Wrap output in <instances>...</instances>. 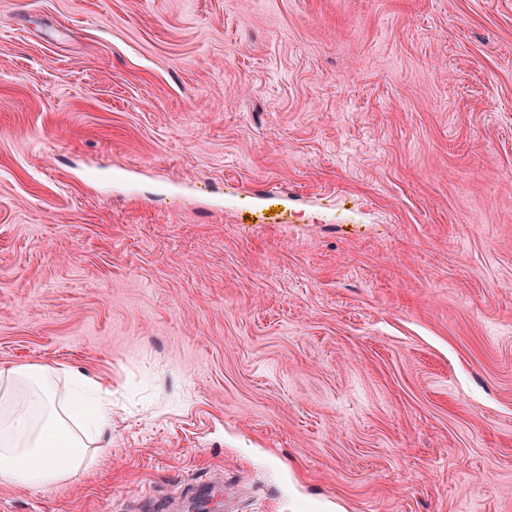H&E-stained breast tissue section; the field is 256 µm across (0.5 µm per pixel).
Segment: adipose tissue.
<instances>
[{"label": "adipose tissue", "instance_id": "ef3b65f1", "mask_svg": "<svg viewBox=\"0 0 512 512\" xmlns=\"http://www.w3.org/2000/svg\"><path fill=\"white\" fill-rule=\"evenodd\" d=\"M110 394L54 363L0 367V485L40 488L74 478L112 424Z\"/></svg>", "mask_w": 512, "mask_h": 512}]
</instances>
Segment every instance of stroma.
<instances>
[{
    "label": "stroma",
    "mask_w": 512,
    "mask_h": 512,
    "mask_svg": "<svg viewBox=\"0 0 512 512\" xmlns=\"http://www.w3.org/2000/svg\"><path fill=\"white\" fill-rule=\"evenodd\" d=\"M41 361L109 450L0 512H512V0H0V366Z\"/></svg>",
    "instance_id": "35a3bbf8"
}]
</instances>
